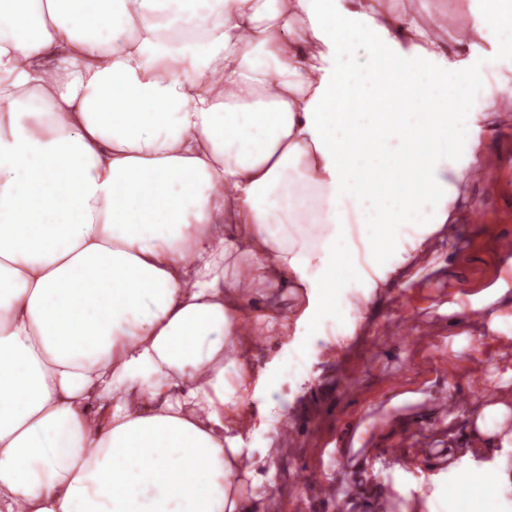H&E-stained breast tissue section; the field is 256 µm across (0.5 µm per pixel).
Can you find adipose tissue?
<instances>
[{"instance_id": "ef3b65f1", "label": "adipose tissue", "mask_w": 512, "mask_h": 512, "mask_svg": "<svg viewBox=\"0 0 512 512\" xmlns=\"http://www.w3.org/2000/svg\"><path fill=\"white\" fill-rule=\"evenodd\" d=\"M499 61L512 39L490 53L391 0H0V512H253L243 323L344 334L352 297L453 223L475 160L459 116L405 129L424 160L385 197L426 208L384 233L334 108L473 91ZM286 274L297 316L245 292ZM511 413L473 438L512 449Z\"/></svg>"}]
</instances>
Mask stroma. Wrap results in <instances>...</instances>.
<instances>
[{
	"instance_id": "1",
	"label": "stroma",
	"mask_w": 512,
	"mask_h": 512,
	"mask_svg": "<svg viewBox=\"0 0 512 512\" xmlns=\"http://www.w3.org/2000/svg\"><path fill=\"white\" fill-rule=\"evenodd\" d=\"M428 25L454 12L474 33L496 0H397ZM483 179L449 176L458 218L413 254L407 273L370 289L353 335L313 337L303 374L283 376L254 410L244 463L262 461L258 512H427L452 474L512 473V450L488 454L467 432L489 401L512 407V112H475ZM481 221L472 222V212ZM495 399L481 395L484 383ZM287 418L301 440L291 453L273 431ZM307 481L289 496L295 475Z\"/></svg>"
}]
</instances>
